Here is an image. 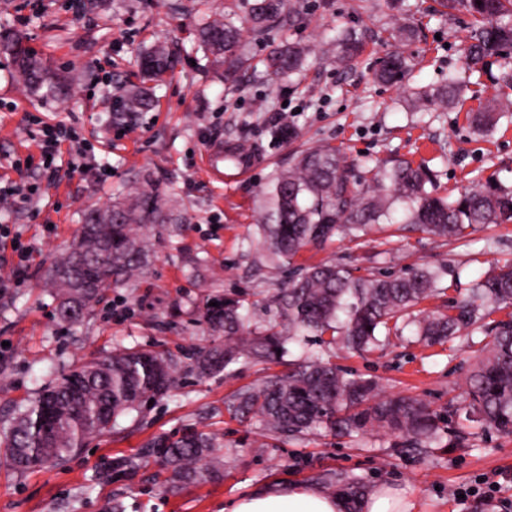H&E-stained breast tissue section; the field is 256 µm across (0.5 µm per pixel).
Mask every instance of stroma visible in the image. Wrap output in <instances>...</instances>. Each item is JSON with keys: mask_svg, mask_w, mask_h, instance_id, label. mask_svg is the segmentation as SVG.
<instances>
[{"mask_svg": "<svg viewBox=\"0 0 512 512\" xmlns=\"http://www.w3.org/2000/svg\"><path fill=\"white\" fill-rule=\"evenodd\" d=\"M298 17L257 36L246 21L244 0H0V25L23 35L53 69L69 73L68 101L34 100L12 80L0 54V225H10L28 248L26 275L16 279L17 255L0 245V420L73 366L116 348H146L186 360L213 337L201 321L207 296L243 292L252 324L266 318L264 303L288 281L287 268L257 269L261 248L255 225L257 195L286 167L295 150L328 143L352 165V178L371 181L376 165L428 160L440 194H458L495 179L512 188V123L479 133L472 124L488 98L512 100L499 84L500 64L452 102L413 107L414 91L465 74V41L472 18L457 12L435 17V0H294ZM229 15L242 30L251 68L235 88L224 83L195 40L197 12ZM416 23L419 36L403 45L414 67L402 85L378 82L374 73L391 51L389 33ZM361 33L364 54L349 69L327 61L338 29ZM289 41L308 48L299 84L270 76L261 63L271 46ZM164 43L176 62L155 89L156 107L116 123L112 109L134 82L139 51ZM287 123L295 142L274 140L273 125ZM75 128L78 145L63 142L55 167L44 168L37 146L43 124ZM225 149L247 146L249 173L217 182L202 171L213 141ZM82 151L85 170L71 172L72 149ZM152 179L166 190V205L182 217L176 224L144 230L149 257L145 276L107 289L80 322L62 326L47 283L48 270L82 223L85 205L106 206L113 197ZM406 206L394 202V221L376 224L358 239L339 235L305 248L299 265L339 262L359 274L399 275L417 267H446L443 294L422 303L423 311L446 310L472 283L512 263V224H491L461 240H439L404 224ZM487 338L427 347L411 329L390 336L370 353L332 352L339 367L380 382L381 396L408 395L428 404L442 425L464 433L460 446L447 442L422 452L401 447L395 435L370 428L337 437L319 428L300 438L275 437L259 423H241L224 401L287 362L243 359L226 374L197 379L180 369L177 387L146 405L138 416L119 417L110 432L91 437L75 456L55 468L24 473L0 465V512H105L111 502L125 512H224L226 500L288 484L321 486L330 473L388 486L414 512H497L454 489L496 475L501 494L512 499V436L492 430L469 434L464 407L470 373ZM223 436L215 456L220 477L172 487L160 460L117 472L111 482L97 475L105 464L138 454L154 437L185 427Z\"/></svg>", "mask_w": 512, "mask_h": 512, "instance_id": "1", "label": "stroma"}]
</instances>
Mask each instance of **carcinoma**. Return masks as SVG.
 I'll return each mask as SVG.
<instances>
[{
    "label": "carcinoma",
    "mask_w": 512,
    "mask_h": 512,
    "mask_svg": "<svg viewBox=\"0 0 512 512\" xmlns=\"http://www.w3.org/2000/svg\"><path fill=\"white\" fill-rule=\"evenodd\" d=\"M437 14L465 9L474 18L466 47L468 69L485 73L490 61L512 46V0H439ZM295 10L290 0H252L248 17L258 36L280 24ZM240 29L229 19L204 18L197 28V46L224 66V79L234 82L251 66L239 49ZM336 62L348 66L359 56L362 43L351 32H340L334 42ZM0 51L9 56L15 77L39 99L69 95L66 78L55 73L23 38L0 30ZM305 49L295 44L272 47L262 63L275 78L297 74L305 62ZM170 54L162 45L145 49L139 57L141 84L132 86L116 108L118 112H146L154 106L152 89L170 68ZM412 68L411 60L398 51L386 55L375 73L386 84L401 82ZM459 92L453 76L424 95V100L449 102ZM508 106L497 101L476 115L477 126L492 128ZM432 170L396 160L377 169L372 186L359 191L351 181V166L340 151L321 144L301 151L287 170L278 173L260 197V221L256 234L267 265L292 263L310 245L321 244L337 233L355 234L370 224L392 223L391 206L408 204V224L445 240L463 238L485 224L512 223V189L489 180L477 190L458 196H440L430 189ZM176 221L156 186L146 185L104 209L89 208L83 214L77 238L54 261L51 284L61 321L76 323L99 303L105 289L121 286L146 274L148 254L140 230L149 224ZM440 274L421 268L403 275L360 277L342 263L299 267L288 286L266 299L268 319L250 328L244 300L218 295L207 299L202 320L224 343L201 349L190 370L197 376L214 377L240 358L258 362L281 360L287 346L305 337H319V345L342 342L364 351L378 342L381 331L399 330L398 320L426 298L440 293ZM218 306H212V303ZM484 303L512 305V266L475 282L469 300L446 313L427 315L414 322L416 334L428 345L462 337L485 318ZM372 330H367V327ZM491 337L487 354L469 379L468 407L473 421L484 428L512 435V319L486 328ZM177 359L146 349L120 348L101 361L75 366L61 374L20 407L0 428V446L9 466L27 471L45 465H61L83 447L85 440L112 427L118 417L138 413L151 399L162 398L175 386ZM378 382L343 370L321 353L288 362V371L270 376L261 386L242 390L224 402V410L236 419H254L264 429L295 437L325 428L350 436L379 427L405 438L411 446L439 439V418L424 403L410 397L377 398ZM216 435L186 428L159 436L145 445V455L165 462L176 483L201 475L197 465L211 464L218 472L213 451L221 447ZM328 489L344 497L349 512L365 493L364 482L335 474L324 480Z\"/></svg>",
    "instance_id": "obj_1"
}]
</instances>
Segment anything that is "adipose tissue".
I'll use <instances>...</instances> for the list:
<instances>
[{
    "label": "adipose tissue",
    "mask_w": 512,
    "mask_h": 512,
    "mask_svg": "<svg viewBox=\"0 0 512 512\" xmlns=\"http://www.w3.org/2000/svg\"><path fill=\"white\" fill-rule=\"evenodd\" d=\"M341 496L310 486H290L270 494L258 491L228 502L224 512H344Z\"/></svg>",
    "instance_id": "ef3b65f1"
}]
</instances>
